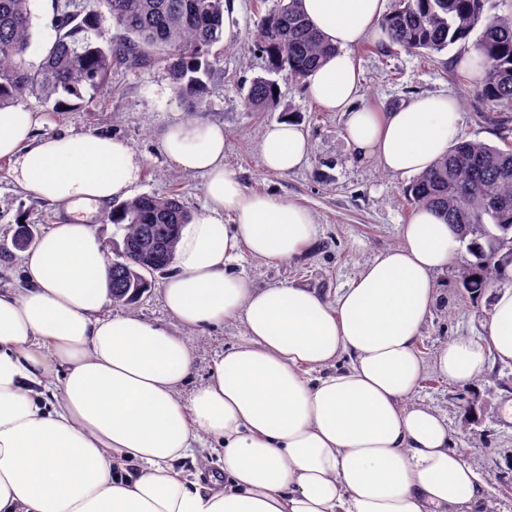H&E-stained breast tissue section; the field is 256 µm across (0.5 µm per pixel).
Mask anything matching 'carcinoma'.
<instances>
[{"label":"carcinoma","mask_w":512,"mask_h":512,"mask_svg":"<svg viewBox=\"0 0 512 512\" xmlns=\"http://www.w3.org/2000/svg\"><path fill=\"white\" fill-rule=\"evenodd\" d=\"M32 0H0V107L26 97L57 107L67 97L96 89L112 63H164L176 98L188 111H201L208 80L218 72L212 48L224 34V0H99L83 17L71 0H56L55 37L39 62L28 60L33 43ZM486 0H391L381 21L389 43L418 53H438L478 32V73L470 84L508 123L512 112V13L489 16ZM123 33L112 39L105 23ZM257 47L269 70L288 71L303 81L334 52L309 23L302 0H287L261 20ZM278 84L252 80L245 105L254 112L274 106ZM417 207H430L456 229L467 255L454 267L456 282L471 298L503 279L512 265V142L500 148L481 141L456 140L448 154L416 176L406 189ZM191 213L172 195L141 194L113 206L110 223L123 231L110 262L112 301L130 303L148 288L147 274L165 262L127 245L147 230L176 248L172 224H187Z\"/></svg>","instance_id":"1"}]
</instances>
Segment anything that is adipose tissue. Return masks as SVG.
<instances>
[{"mask_svg": "<svg viewBox=\"0 0 512 512\" xmlns=\"http://www.w3.org/2000/svg\"><path fill=\"white\" fill-rule=\"evenodd\" d=\"M336 52L306 79L312 98L345 117V140L384 169L415 175L445 156L456 100L426 95L385 112L353 105L349 51L381 30L386 0H303ZM41 113L0 108V159L15 183L66 210L19 254L25 282L0 290V512H480L485 485L448 425L411 403L426 371L468 387L489 361L512 363V292L496 293L484 335L460 336L424 358L422 326L435 276L460 243L433 209L417 208L400 244L330 299L297 285L255 287L226 265L240 251L296 256L318 233L310 212L247 192L225 162L219 123L176 122L162 154L201 174L206 206L182 227L163 299L174 334L136 315L112 316L102 241L76 211L124 197L141 159L125 141L40 134ZM294 117L269 125L267 172L303 165ZM238 318L243 339L208 378L185 330ZM348 368L337 369L341 357ZM223 448L224 486L190 480L177 461L203 440Z\"/></svg>", "mask_w": 512, "mask_h": 512, "instance_id": "obj_1", "label": "adipose tissue"}]
</instances>
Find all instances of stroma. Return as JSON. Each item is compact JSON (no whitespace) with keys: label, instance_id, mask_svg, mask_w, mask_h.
Wrapping results in <instances>:
<instances>
[{"label":"stroma","instance_id":"obj_1","mask_svg":"<svg viewBox=\"0 0 512 512\" xmlns=\"http://www.w3.org/2000/svg\"><path fill=\"white\" fill-rule=\"evenodd\" d=\"M282 3L228 0L226 34L213 49L220 58V71L208 84L206 107L197 118L223 124L225 162L247 191L300 205L318 226L316 239L298 256L266 263L243 251L230 262V271L259 288L298 284L332 298L348 288L368 261L399 244L400 227L409 223L414 212L404 195L410 178L384 170L376 160L358 158L344 139L342 114L323 110L309 97L305 84L287 74L276 76L280 97L272 109L252 112L245 107L252 79L267 73L266 59L254 45L258 25ZM472 46L469 40L458 42L425 59L390 45L386 38L365 39L350 52L360 72L355 106L383 112L418 96L448 94L458 100L461 109L458 139L500 145L501 133L491 107L469 89L458 63ZM23 105L42 113L43 133H107L126 140L143 162L131 195L173 194L191 214L202 211L203 177L184 171L158 150L166 128L189 118L175 99L163 64H115L105 84L91 97L70 98L64 108L33 97ZM289 115L307 133V159L300 169L271 174L262 163V135L267 126ZM61 218L54 205L19 187L9 176L8 162L0 160V241L11 240L19 223L36 225L43 233ZM166 278L163 272L152 275L151 288L135 304H112L111 314L131 313L173 329L162 300ZM435 283L438 300L419 338V349L427 358L454 337L483 335L493 299L489 292L470 298L449 268L437 274ZM244 334L238 319L190 332L197 360L189 386L204 381L215 354ZM461 392L477 398L474 418L468 423L456 400ZM413 400L444 415L452 447L465 449L471 459L479 461L478 473L488 485L482 512H512V492L502 491L499 483L501 472L512 468V420L503 415L504 405L512 404V365L486 369L466 388L427 373Z\"/></svg>","mask_w":512,"mask_h":512}]
</instances>
